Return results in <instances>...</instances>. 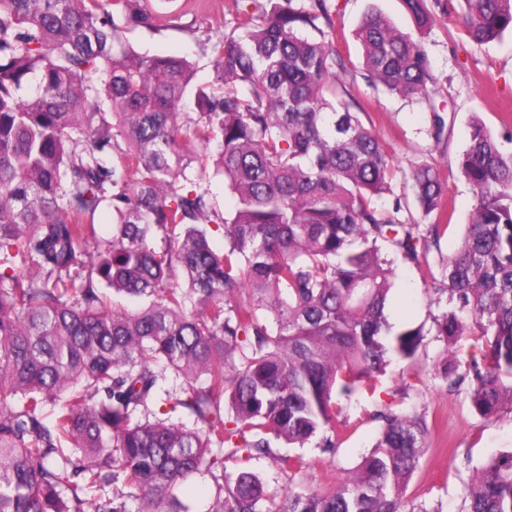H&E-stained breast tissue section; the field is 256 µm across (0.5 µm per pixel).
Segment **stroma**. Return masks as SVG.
Listing matches in <instances>:
<instances>
[{"label":"stroma","mask_w":512,"mask_h":512,"mask_svg":"<svg viewBox=\"0 0 512 512\" xmlns=\"http://www.w3.org/2000/svg\"><path fill=\"white\" fill-rule=\"evenodd\" d=\"M336 48L344 56L348 71L344 77L359 106L369 112L375 133L393 148L394 176L390 194L378 199L380 207H391L394 197L409 193L406 176L412 166L437 165L448 184L453 218L439 245L429 246L428 269L390 255L395 275L386 310L395 328L423 327L426 337L416 357L392 359L376 387L357 393L343 402V433L335 451L325 452L307 443L300 453L311 468L289 476L272 458L257 457L244 464L228 461V472L237 467L257 474L270 494L284 489L311 491L334 486L355 470L374 444L383 412L393 410L422 417L429 428L427 451L406 488L411 507L428 512H461L464 491L478 468L489 458L512 452V411L503 410L485 418L472 408L467 387H455L451 371H463L472 351L471 336L453 345L437 338L433 323L441 303V278L449 256L460 244L475 197L462 176L458 158L465 148L468 121L479 113L493 133L512 128V34L477 48L471 45L459 24L449 21L441 0H432V28L420 34L438 93L434 101L391 95L371 86L363 76L360 53L353 33L369 5H377L390 21L404 31L413 23L400 0H334ZM148 8L166 15L169 26L161 30L139 29L129 35L135 50L151 55H175L194 65L195 80L205 83L213 76V56L205 42L217 41L230 31L236 14L235 0H147ZM443 113L446 129L441 139L431 131L433 112Z\"/></svg>","instance_id":"35a3bbf8"}]
</instances>
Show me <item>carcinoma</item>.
Returning a JSON list of instances; mask_svg holds the SVG:
<instances>
[{
  "instance_id": "carcinoma-1",
  "label": "carcinoma",
  "mask_w": 512,
  "mask_h": 512,
  "mask_svg": "<svg viewBox=\"0 0 512 512\" xmlns=\"http://www.w3.org/2000/svg\"><path fill=\"white\" fill-rule=\"evenodd\" d=\"M236 0L212 44V80L182 117L190 62L135 51L157 29L144 0H0V512H187L174 491L207 471L212 512H428L402 491L426 448L424 419L388 411L338 486L277 502L225 461L310 466L275 441L342 431L338 402L412 359L421 327L386 307V244L421 265L420 240L448 230L437 166L407 182L430 224L380 209L391 146L342 82L332 0ZM417 31L427 0H401ZM468 41L512 32V0H448ZM371 82L428 99L435 76L410 32L373 9L356 30ZM474 115L459 167L476 204L448 256L436 335L473 336L467 383L483 417L512 408V152ZM235 198L220 208L208 182ZM112 205V236L94 222ZM224 229V250L207 225ZM180 394L149 419L166 372ZM192 418L194 428L168 415ZM465 512H512V453L490 458Z\"/></svg>"
}]
</instances>
